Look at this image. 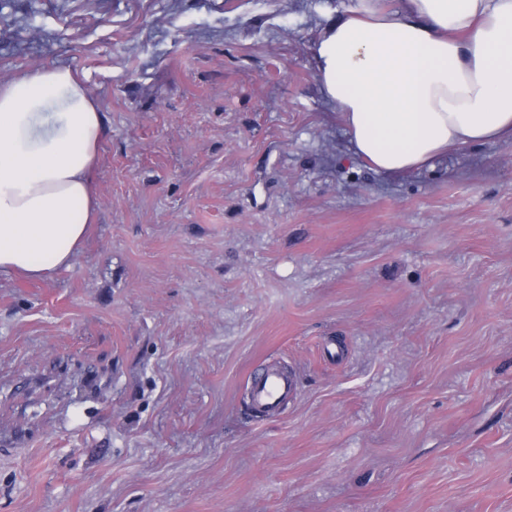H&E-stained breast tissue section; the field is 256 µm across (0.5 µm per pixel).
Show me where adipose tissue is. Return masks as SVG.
<instances>
[{
  "label": "adipose tissue",
  "mask_w": 512,
  "mask_h": 512,
  "mask_svg": "<svg viewBox=\"0 0 512 512\" xmlns=\"http://www.w3.org/2000/svg\"><path fill=\"white\" fill-rule=\"evenodd\" d=\"M356 155L401 176L512 136V0H354L312 49ZM107 117L69 68L0 83V271L70 266L95 223Z\"/></svg>",
  "instance_id": "ef3b65f1"
}]
</instances>
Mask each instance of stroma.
I'll use <instances>...</instances> for the list:
<instances>
[{"instance_id": "1", "label": "stroma", "mask_w": 512, "mask_h": 512, "mask_svg": "<svg viewBox=\"0 0 512 512\" xmlns=\"http://www.w3.org/2000/svg\"><path fill=\"white\" fill-rule=\"evenodd\" d=\"M350 2L0 0V81L108 118L70 267L0 273V512H512V138L356 157L311 51ZM251 402L255 409L275 417L287 400L298 396L297 376L292 372L268 365L255 372L250 379Z\"/></svg>"}]
</instances>
